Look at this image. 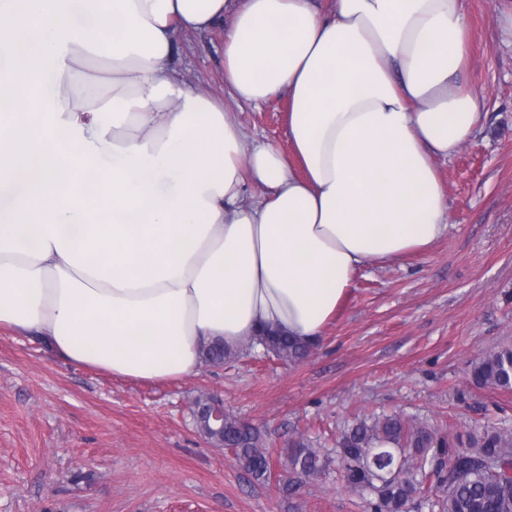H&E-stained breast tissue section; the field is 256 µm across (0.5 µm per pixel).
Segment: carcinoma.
<instances>
[{
    "label": "carcinoma",
    "mask_w": 512,
    "mask_h": 512,
    "mask_svg": "<svg viewBox=\"0 0 512 512\" xmlns=\"http://www.w3.org/2000/svg\"><path fill=\"white\" fill-rule=\"evenodd\" d=\"M284 362L300 361L309 347L282 334L250 340ZM512 346L486 353L473 365L479 386L512 388ZM208 440L231 448L236 461L254 480L269 476V452L259 431L232 416H224V429L207 432ZM389 447H383V444ZM280 458L293 481L282 491L294 492L301 484L325 473L329 456L300 438L283 449ZM336 459L347 484L365 497L369 512H407V506L436 484L441 498L431 502L439 512H512V428L486 426L455 437L451 443L437 431L387 415L372 423L361 421L344 432Z\"/></svg>",
    "instance_id": "carcinoma-1"
}]
</instances>
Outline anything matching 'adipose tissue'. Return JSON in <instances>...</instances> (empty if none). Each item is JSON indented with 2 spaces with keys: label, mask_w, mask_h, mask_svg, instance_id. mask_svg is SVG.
Wrapping results in <instances>:
<instances>
[{
  "label": "adipose tissue",
  "mask_w": 512,
  "mask_h": 512,
  "mask_svg": "<svg viewBox=\"0 0 512 512\" xmlns=\"http://www.w3.org/2000/svg\"><path fill=\"white\" fill-rule=\"evenodd\" d=\"M219 24L225 90L286 93L290 155L171 68ZM468 36L465 0H0V329L143 382L317 343L363 265L448 230Z\"/></svg>",
  "instance_id": "ef3b65f1"
}]
</instances>
